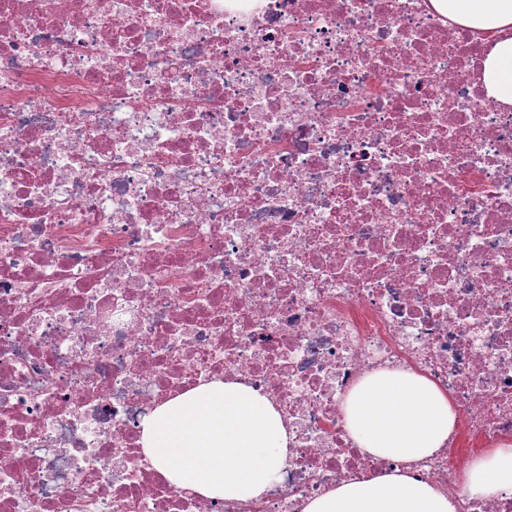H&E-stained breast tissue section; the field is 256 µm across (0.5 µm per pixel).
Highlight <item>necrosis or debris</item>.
Segmentation results:
<instances>
[{
  "label": "necrosis or debris",
  "instance_id": "4bbe7bcc",
  "mask_svg": "<svg viewBox=\"0 0 512 512\" xmlns=\"http://www.w3.org/2000/svg\"><path fill=\"white\" fill-rule=\"evenodd\" d=\"M431 0H0V512H303L394 469L346 398L412 369L460 410L411 463L457 512L512 438V108ZM216 378L291 437L203 499L142 422Z\"/></svg>",
  "mask_w": 512,
  "mask_h": 512
}]
</instances>
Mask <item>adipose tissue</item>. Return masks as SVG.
<instances>
[{
  "instance_id": "1",
  "label": "adipose tissue",
  "mask_w": 512,
  "mask_h": 512,
  "mask_svg": "<svg viewBox=\"0 0 512 512\" xmlns=\"http://www.w3.org/2000/svg\"><path fill=\"white\" fill-rule=\"evenodd\" d=\"M458 24L491 36L482 81L497 102L512 105V0H432ZM456 424L447 392L408 369L379 371L346 401V427L369 454L398 469L342 483L304 512H455L445 494L414 478L406 464L444 448ZM142 452L171 485L201 498L256 501L288 456L282 415L265 395L237 381L215 380L158 406L143 423ZM474 493L512 489V443L475 456L461 475Z\"/></svg>"
}]
</instances>
